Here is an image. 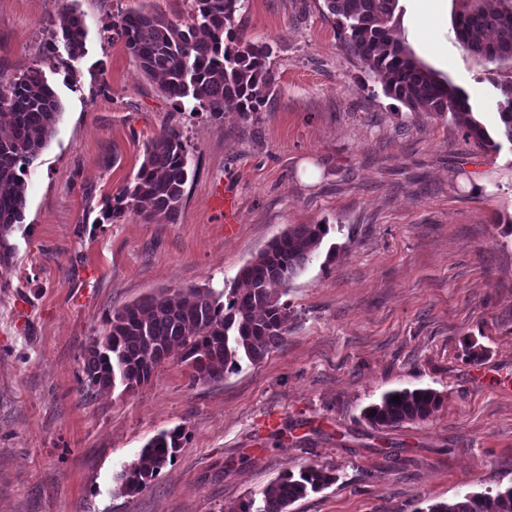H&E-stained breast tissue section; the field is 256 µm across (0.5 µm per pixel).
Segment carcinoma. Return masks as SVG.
<instances>
[{"label": "carcinoma", "mask_w": 512, "mask_h": 512, "mask_svg": "<svg viewBox=\"0 0 512 512\" xmlns=\"http://www.w3.org/2000/svg\"><path fill=\"white\" fill-rule=\"evenodd\" d=\"M336 20L339 40L381 83L384 95L419 116L454 117L467 144L498 151L499 136L512 143V80H492L500 90L497 127L490 131L474 115L469 94L460 86L422 66L397 37L392 24L398 0H324ZM455 35L469 52L490 62L512 60V0H456ZM242 0H192L184 19L170 20L150 12L122 14L112 30L150 78L176 107L201 110L224 120V105L236 104L239 116L252 119L263 111L276 83L269 58L270 44L242 38L236 15ZM86 32L73 11L59 17L45 49L64 48L61 64L75 73L72 62L84 53ZM62 105L45 73L29 67L0 82V125L10 135L0 138V264L14 256L10 235L22 222L27 172L48 145ZM188 145L175 129L163 131L145 150L133 181L104 201L105 220L126 213L146 221L157 214L176 219L189 175ZM328 232L325 224H292L237 274L227 302L211 289L186 288L149 295L106 317V329L83 359L85 384L99 392L123 379L134 392L148 383L156 369L181 349L180 361L191 368V382L224 378L236 358L263 360L283 345L289 318L294 316L280 292L298 276ZM463 355L474 365L487 357L485 347L467 339ZM399 396L400 401L393 400ZM440 395L429 388L394 390L364 408L373 428H392L425 421L441 407ZM185 438L183 428L163 431L142 449L120 475L119 490L131 496L147 488L173 461ZM336 482L334 470L310 465L287 471L268 485L259 500H246L236 512H287L288 506ZM428 512H512V487L496 492L466 493L455 502L436 503Z\"/></svg>", "instance_id": "obj_1"}]
</instances>
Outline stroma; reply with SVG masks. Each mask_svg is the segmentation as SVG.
Segmentation results:
<instances>
[{
  "label": "stroma",
  "mask_w": 512,
  "mask_h": 512,
  "mask_svg": "<svg viewBox=\"0 0 512 512\" xmlns=\"http://www.w3.org/2000/svg\"><path fill=\"white\" fill-rule=\"evenodd\" d=\"M190 4L0 0V81L40 64L62 105L26 178L15 256L0 266V512H232L308 465L337 480L288 512H427L512 486V144L481 150L451 118L387 98L324 0H245L244 38L272 45L276 74L258 118L177 109L112 24L127 11L184 18ZM71 9L87 32L73 80L44 49ZM456 10L443 0L437 54L416 42L410 6L395 26L491 128L493 82L512 78V61L465 50ZM167 127L192 146L175 221H102ZM292 224L328 233L288 286L284 345L238 357L219 381L190 383L173 357L136 393L86 391L83 356L106 313L164 289H230ZM467 337L488 348L481 365L463 358ZM405 388L443 403L425 421L370 427L363 409ZM177 426L173 462L122 494V471Z\"/></svg>",
  "instance_id": "obj_1"
}]
</instances>
